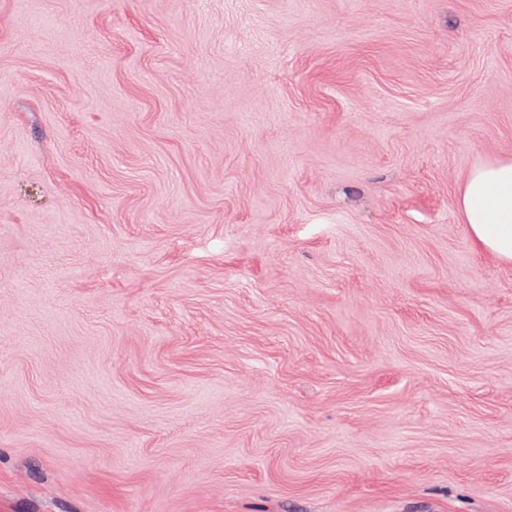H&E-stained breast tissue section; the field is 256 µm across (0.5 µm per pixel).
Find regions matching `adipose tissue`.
I'll list each match as a JSON object with an SVG mask.
<instances>
[{
	"mask_svg": "<svg viewBox=\"0 0 512 512\" xmlns=\"http://www.w3.org/2000/svg\"><path fill=\"white\" fill-rule=\"evenodd\" d=\"M473 244L499 263L512 265V157L474 164L455 197Z\"/></svg>",
	"mask_w": 512,
	"mask_h": 512,
	"instance_id": "obj_1",
	"label": "adipose tissue"
}]
</instances>
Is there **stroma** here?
Instances as JSON below:
<instances>
[{"label": "stroma", "mask_w": 512, "mask_h": 512, "mask_svg": "<svg viewBox=\"0 0 512 512\" xmlns=\"http://www.w3.org/2000/svg\"><path fill=\"white\" fill-rule=\"evenodd\" d=\"M512 0H0V512H512ZM455 203L473 244L511 266L512 157L474 164L457 188Z\"/></svg>", "instance_id": "obj_1"}]
</instances>
